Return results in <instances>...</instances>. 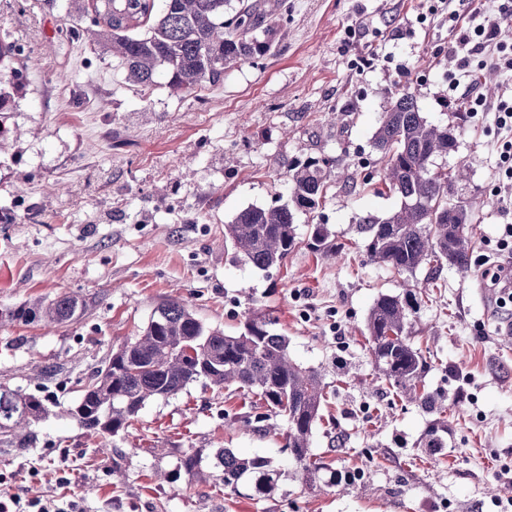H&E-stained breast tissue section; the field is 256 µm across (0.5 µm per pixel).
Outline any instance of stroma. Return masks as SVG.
I'll return each instance as SVG.
<instances>
[{"mask_svg":"<svg viewBox=\"0 0 512 512\" xmlns=\"http://www.w3.org/2000/svg\"><path fill=\"white\" fill-rule=\"evenodd\" d=\"M273 46L223 80L183 96L158 84L142 100L108 54L64 40L63 8L51 0H0V29L23 40L27 79L13 92L12 130L0 152V309L79 296L84 311L62 326L0 325V386L44 399L36 439L0 441V486L60 512H498L512 496V345L488 274L512 272L496 229L512 208L496 192L500 136L494 115L467 109L468 83L448 89L455 42L434 0H266ZM412 81L428 121H458L450 167L469 160L465 198L489 199L472 227V273L419 269L423 292L414 343L429 349L427 390L447 398L449 448L418 441L432 416L373 381L365 339L369 310L397 274L372 263L356 232L397 196L331 177L315 215L295 217L287 261L260 271L232 262L224 226L242 209L288 201V165L331 156L366 161L399 84ZM327 227L335 252L310 246ZM170 298L233 335L249 316L273 319L299 365L320 371L333 396L313 435L314 458L355 474L345 492L327 474L306 484L282 435L245 431L262 404L200 380L148 401L128 434L101 437L59 416L82 394L113 348L140 334ZM268 458L282 471L264 499L213 485L216 449ZM121 451L122 476L112 474ZM202 458L195 478L178 473Z\"/></svg>","mask_w":512,"mask_h":512,"instance_id":"stroma-1","label":"stroma"}]
</instances>
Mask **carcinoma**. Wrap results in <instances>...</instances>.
Returning a JSON list of instances; mask_svg holds the SVG:
<instances>
[{"mask_svg":"<svg viewBox=\"0 0 512 512\" xmlns=\"http://www.w3.org/2000/svg\"><path fill=\"white\" fill-rule=\"evenodd\" d=\"M92 17L93 27L84 26ZM267 10L259 0H72L64 27L67 40L103 48L119 59L126 80L147 99L167 78L168 87L192 95L217 84L224 71L258 59L272 48ZM23 48L13 33H0V76L12 83L23 77ZM10 83V84H12ZM10 84L0 79V145L9 134L13 109ZM459 126L435 125L416 105L415 91L406 87L390 104L372 136L380 154L382 184L400 199L383 217L359 218L357 231L370 261L399 276L413 275L425 265L438 272L448 266L461 277L471 272V224L477 205L458 197L467 175L466 160L454 167L433 169L434 159L458 149ZM339 160L308 157L288 165V202L269 207L249 206L224 225L232 261L268 270L283 264L297 244L295 214H313L329 189ZM311 245L332 249L322 224L311 231ZM399 291L381 293L366 319L375 379H381L429 414H436L420 440L431 451L448 447V422L443 398L420 389L427 358L409 336L423 293L403 279ZM85 302L62 294L48 303H23L0 311V322L41 321L51 327L77 317ZM288 337L264 317L246 321L244 332L227 335L206 326L182 300H168L153 311L142 334L125 340L97 369L75 406L66 413L81 426L113 437L128 432L145 404L166 399L205 379L215 387L247 391L266 405L267 412L242 420L246 430L270 434L284 421L285 447L308 477L329 473V484L346 488L351 474L330 469L311 457V438L319 425L324 402L322 375L290 359ZM47 413L42 399L0 388V433L6 443L23 448L32 440L30 424ZM216 479L233 491L245 483L254 497L278 488L281 473L265 457H241L229 448L214 454Z\"/></svg>","mask_w":512,"mask_h":512,"instance_id":"cac0c4a2","label":"carcinoma"}]
</instances>
